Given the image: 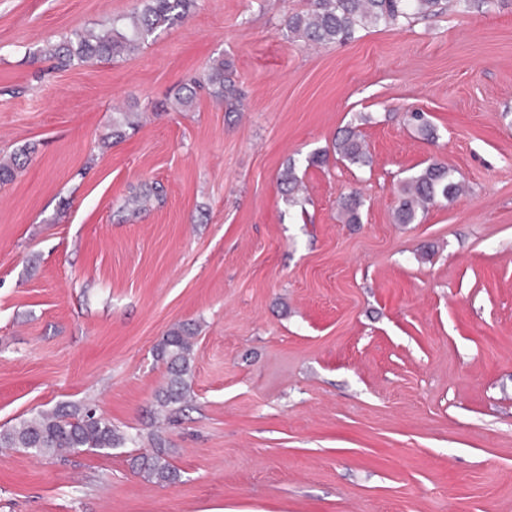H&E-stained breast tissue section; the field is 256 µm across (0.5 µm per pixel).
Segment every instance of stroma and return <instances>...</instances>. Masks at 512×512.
Instances as JSON below:
<instances>
[{
	"label": "stroma",
	"mask_w": 512,
	"mask_h": 512,
	"mask_svg": "<svg viewBox=\"0 0 512 512\" xmlns=\"http://www.w3.org/2000/svg\"><path fill=\"white\" fill-rule=\"evenodd\" d=\"M134 5L0 0V159L35 146L0 185V426L87 404L143 436L0 451V512H512V0L327 46L286 36L306 0H198L112 61L37 56ZM220 56L240 110L203 90L173 110ZM117 108L139 115L119 141ZM350 124L369 166L332 153ZM434 160L467 194L395 223L400 180ZM146 182L162 202L127 209ZM182 323L192 392L162 487L129 460Z\"/></svg>",
	"instance_id": "obj_1"
}]
</instances>
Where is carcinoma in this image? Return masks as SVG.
I'll use <instances>...</instances> for the list:
<instances>
[{
  "label": "carcinoma",
  "mask_w": 512,
  "mask_h": 512,
  "mask_svg": "<svg viewBox=\"0 0 512 512\" xmlns=\"http://www.w3.org/2000/svg\"><path fill=\"white\" fill-rule=\"evenodd\" d=\"M197 0H139L132 11L113 17L106 24L87 26L73 31L57 42L48 41L38 53L54 60L61 67L83 64L94 60H111L138 51L155 33L184 20ZM448 9V0H309L308 8L288 18L286 35L308 46L345 43L354 38L360 28L384 23L397 25L421 17L435 16ZM207 89L209 95L226 105L231 112L241 106L240 93L232 80L231 64L218 57L213 60L202 81L192 80L177 92L176 105L186 107L193 103L196 90ZM416 130L425 138H434V128L419 111L410 113ZM131 113L117 110L112 116V139L120 140L127 130L135 128ZM333 149L339 158L353 166H365L369 155L357 127L344 130ZM32 152L26 145L13 154L11 162L0 164V183L13 180L23 167L21 157ZM285 200L295 201L300 179L295 165L287 164L279 176ZM399 205L395 212L398 224H412L419 213L443 198L455 200L463 195V188L447 164L432 161L400 181ZM160 197L157 185H147L127 200V205L139 209L151 198ZM361 202L348 197L342 210L346 222H360ZM194 328L180 325L171 329L156 346L155 354L166 364L164 384L155 394V401L168 421H173L182 410L191 391L193 376ZM141 441V435L128 434L112 421L89 406L61 404L52 409L33 412L19 422L0 428L1 448H21L35 457L58 458L78 450H108L122 448ZM153 450L132 458L133 468L158 485H173L180 472L172 464L160 436L151 435Z\"/></svg>",
  "instance_id": "1"
}]
</instances>
